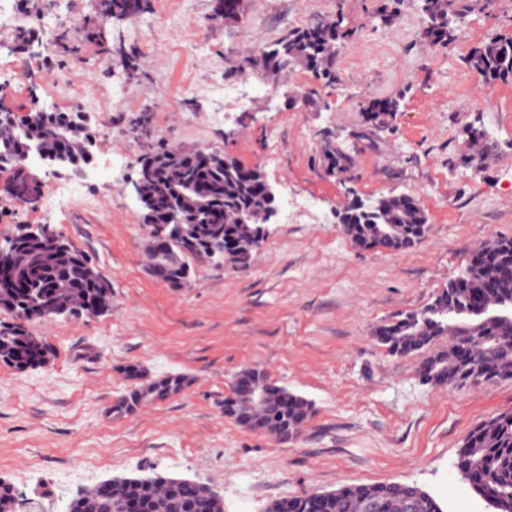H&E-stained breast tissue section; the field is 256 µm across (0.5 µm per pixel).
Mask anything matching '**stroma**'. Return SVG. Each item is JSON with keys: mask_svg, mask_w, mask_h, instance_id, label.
<instances>
[{"mask_svg": "<svg viewBox=\"0 0 512 512\" xmlns=\"http://www.w3.org/2000/svg\"><path fill=\"white\" fill-rule=\"evenodd\" d=\"M449 5L465 21L440 45L421 0H244L239 15L219 0H149L136 21L104 29V0H35L29 15L0 0V113H83L94 158L125 157L86 177L31 166L43 186L80 189L83 204L52 209L20 204L12 168L0 165V247L45 226L112 284L103 313L33 323L50 350L45 365L0 362V478L17 493V512H65L80 489L150 474L205 484L224 512L383 482L417 485L443 512H492L457 457L473 426L512 409V380L427 384L420 355H393L376 338L430 304L473 250L512 238V79L465 62L512 34V0ZM331 20L344 34L334 82L301 64L266 67L262 49ZM119 55L128 65L113 64ZM244 76L253 91L237 105L222 89ZM115 87L127 105L102 118L92 104ZM161 146L223 151L272 184L277 214L247 269L193 258L181 288L150 272L134 183L140 160ZM337 148L346 157L338 165ZM396 194L424 211L426 237L402 251L357 247L339 213ZM296 199L312 200L315 222H286ZM247 367L311 401L297 439L225 417ZM138 374L189 383L114 415Z\"/></svg>", "mask_w": 512, "mask_h": 512, "instance_id": "35a3bbf8", "label": "stroma"}]
</instances>
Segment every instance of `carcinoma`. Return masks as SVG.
I'll return each instance as SVG.
<instances>
[{"label": "carcinoma", "instance_id": "1", "mask_svg": "<svg viewBox=\"0 0 512 512\" xmlns=\"http://www.w3.org/2000/svg\"><path fill=\"white\" fill-rule=\"evenodd\" d=\"M423 10L435 20L429 30L434 43L452 37L457 18L448 15L441 0H422ZM148 9L147 0H110V11L102 19L106 26L114 18L134 20ZM341 37L339 23H319L283 38L263 51L266 59L299 62L311 65L317 76L335 80L333 65L336 41ZM467 63L485 76L497 80L512 78V36L491 39L474 51ZM72 131V140L61 147L57 133L61 128ZM89 139L68 122H53L49 114L36 126L11 129L0 135V156L21 163L23 153L34 150L44 159L72 166L85 162ZM167 149L153 155L158 161L156 179L141 186L147 198L163 195V191L178 187L194 178L199 190L208 196L213 221L193 225V240H178L167 260L163 280L180 284L186 264L179 256L206 257L207 240L219 230L234 235L241 244H249L256 225L263 223L271 206L251 185L234 170L212 168L207 181L200 180L199 170L186 158H168ZM347 235L358 246H382L399 250L425 237L428 225L423 212L407 196L382 197L373 209L363 213L356 206L346 210ZM5 253L14 256L13 272L23 277L30 297L38 296L47 285L56 287L58 303L64 306L63 315L77 316L84 301L98 298L102 308L112 305V286L81 250L68 245L65 251L52 254L40 244L23 236L13 239ZM464 285L451 281L434 301L420 311L406 314L396 323L383 327L378 341L394 355H409L428 348L446 338L448 345L428 356L420 366L423 381L433 385L463 387L486 382L512 379V317L463 315L467 302L479 293L486 295L488 309L512 302V243L497 240L476 250L462 271ZM0 349L13 355L15 368L27 361L25 333L0 332ZM257 369H244L236 379L232 396L224 405L233 406L237 413L256 421L259 431L298 434L312 414V403L284 387L272 384L263 376L266 395L255 404ZM181 374L169 375L153 383L133 388L121 395L112 405V413L128 415L151 400H164L185 386ZM457 467L472 490L495 512H512V411L494 413L481 421L466 435L458 453ZM112 498L133 501L136 512H219L210 491L202 486L180 490L169 478L156 475L149 484L122 480L112 484ZM376 500L379 512H442L436 500L422 489L404 483L388 482L343 487L321 494L320 512H365L366 505ZM66 512H105L103 502L89 491H79L69 502Z\"/></svg>", "mask_w": 512, "mask_h": 512}]
</instances>
